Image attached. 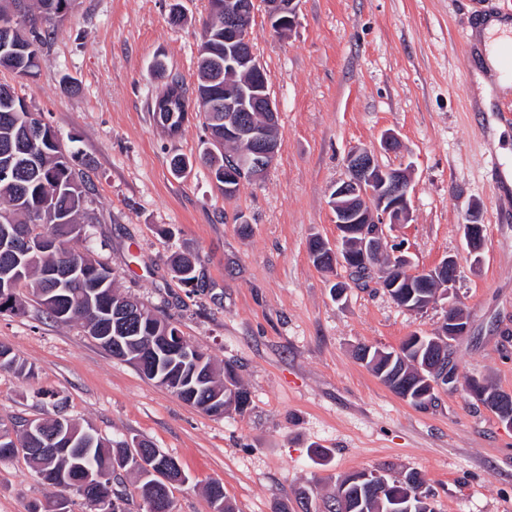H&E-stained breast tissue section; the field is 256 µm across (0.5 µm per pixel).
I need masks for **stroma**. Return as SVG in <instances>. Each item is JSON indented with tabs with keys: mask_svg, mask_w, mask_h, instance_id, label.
Masks as SVG:
<instances>
[{
	"mask_svg": "<svg viewBox=\"0 0 512 512\" xmlns=\"http://www.w3.org/2000/svg\"><path fill=\"white\" fill-rule=\"evenodd\" d=\"M504 8L301 0L286 37L257 9L250 37L282 150L228 200L199 159L208 138L199 118L171 136L153 112L169 74L194 84L208 0H77L35 79L0 70V83L42 112L91 179L89 237L76 248L111 266L121 291L170 315L216 370L233 367L251 403L221 416L185 404L81 326L48 318L24 288L23 313L0 314V344L33 373L0 370V431L15 434L16 422L63 400L71 419L113 446L147 440L178 460L188 480L171 488L173 512H212L215 480L235 512H275L303 489L327 512L337 480L359 471L418 472L436 512H512V428L460 389L436 390L416 408L356 358L362 346L392 351L410 335H433L444 301L419 312L397 306L379 286L381 262L335 299L347 272L317 267L308 251L312 238H336L330 194L351 150L410 168L411 219L387 226L388 241L405 246L415 271L457 261L452 294L468 324L452 348L457 371L512 394V182L495 184L491 169L512 173V121L498 117L505 90L482 94L493 76L478 30ZM387 132L397 152L380 151ZM176 156L191 158L192 170L175 175ZM473 216L484 226L476 256L463 234ZM179 252L198 257V287L172 271ZM58 495L24 455L0 461V512H30Z\"/></svg>",
	"mask_w": 512,
	"mask_h": 512,
	"instance_id": "stroma-1",
	"label": "stroma"
}]
</instances>
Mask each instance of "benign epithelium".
I'll return each instance as SVG.
<instances>
[{"label":"benign epithelium","instance_id":"1","mask_svg":"<svg viewBox=\"0 0 512 512\" xmlns=\"http://www.w3.org/2000/svg\"><path fill=\"white\" fill-rule=\"evenodd\" d=\"M300 0H264L268 21L274 33L285 36L295 27L297 10ZM256 0H224V69L228 71L244 70L252 81L248 84H224V111L247 112L254 107L265 113V125L277 127L278 110L271 97L269 88L262 85L265 79L262 63L253 52L249 37L247 21L252 18ZM224 139L247 140L255 145L254 153L236 154L224 162V191L232 190L231 182L246 178H260L271 167L278 157L282 145L279 140L266 136L263 128L237 122L231 118L224 119ZM347 177L336 183L330 195V206L336 224V242H323L336 264L352 273L359 269L371 270L375 258L387 250L388 241L385 231L387 224H406L411 218L409 201L408 173L401 169H388L379 165L376 154L372 150L357 148L347 155ZM464 238L472 254L482 250L484 242L483 225L473 220L464 227ZM390 262L394 265L395 275H387L380 281V286L388 295H393L401 281L409 283L418 281L425 287L436 283L442 288L451 285L458 275L453 259L445 258L436 267L421 273H411L409 257L403 251L392 249ZM80 275L77 266H61L50 271L46 278L53 290H58L68 280ZM126 307L117 306L105 310V318L112 324L113 349L120 348V337L126 335ZM468 325L465 319L445 316L438 334L448 344L466 335ZM169 358L189 360L190 354L179 337H165V342L154 346L148 345L146 353L139 354L130 360L141 372L156 379L166 386H174L179 392L194 389L192 381L206 380L208 369L204 368L205 358L195 355L193 375L183 378L174 374L159 375V354ZM131 468L142 474L148 481L147 487L163 481L167 484H182L187 476L176 461L160 458V452H141L135 456Z\"/></svg>","mask_w":512,"mask_h":512}]
</instances>
